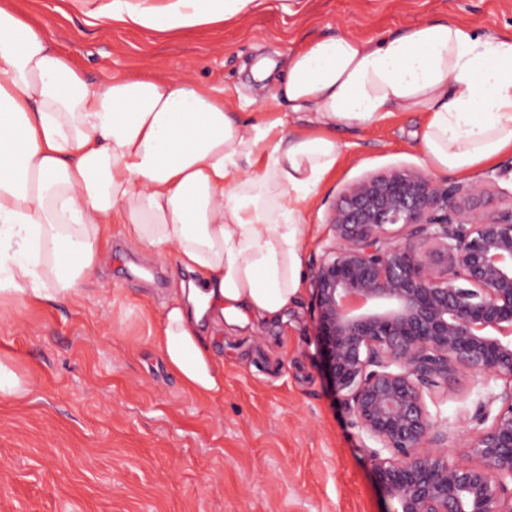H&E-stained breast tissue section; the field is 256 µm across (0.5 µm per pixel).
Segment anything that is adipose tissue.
<instances>
[{
    "instance_id": "adipose-tissue-1",
    "label": "adipose tissue",
    "mask_w": 512,
    "mask_h": 512,
    "mask_svg": "<svg viewBox=\"0 0 512 512\" xmlns=\"http://www.w3.org/2000/svg\"><path fill=\"white\" fill-rule=\"evenodd\" d=\"M265 0H106L91 12L153 32L240 19ZM269 101L308 132L244 117L223 90L156 69L89 80L0 0V305L78 304L110 258L109 226L189 275L149 332L197 396L224 392L200 329L279 317L304 290V207L341 156L338 129L399 110L431 167L463 177L512 152V39L442 19L373 40L316 38L285 57Z\"/></svg>"
}]
</instances>
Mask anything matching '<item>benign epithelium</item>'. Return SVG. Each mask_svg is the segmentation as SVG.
<instances>
[{
    "label": "benign epithelium",
    "mask_w": 512,
    "mask_h": 512,
    "mask_svg": "<svg viewBox=\"0 0 512 512\" xmlns=\"http://www.w3.org/2000/svg\"><path fill=\"white\" fill-rule=\"evenodd\" d=\"M502 175L448 185L393 167L347 185L328 217L315 336L391 512H512V208L475 209ZM458 372L508 386L452 462L426 397Z\"/></svg>",
    "instance_id": "7a95c632"
}]
</instances>
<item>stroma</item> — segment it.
I'll return each instance as SVG.
<instances>
[{"label": "stroma", "mask_w": 512, "mask_h": 512, "mask_svg": "<svg viewBox=\"0 0 512 512\" xmlns=\"http://www.w3.org/2000/svg\"><path fill=\"white\" fill-rule=\"evenodd\" d=\"M49 25L60 50L93 80L145 67L251 97L246 66L324 36L364 40L453 19L512 36V0H266L250 17L188 32L144 33L88 25L102 0H20ZM418 112L340 129L342 156L306 212L307 261L332 239L327 217L343 187L392 167L425 168ZM90 300L28 309L16 323L0 309V356L32 382L24 403L0 397V512H391L369 459L332 389L313 333L314 301L265 322L238 317L210 343L224 393L183 387L148 339L186 274L175 259L146 261L113 239ZM506 382L456 375L428 402L457 460L479 401Z\"/></svg>", "instance_id": "35a3bbf8"}]
</instances>
